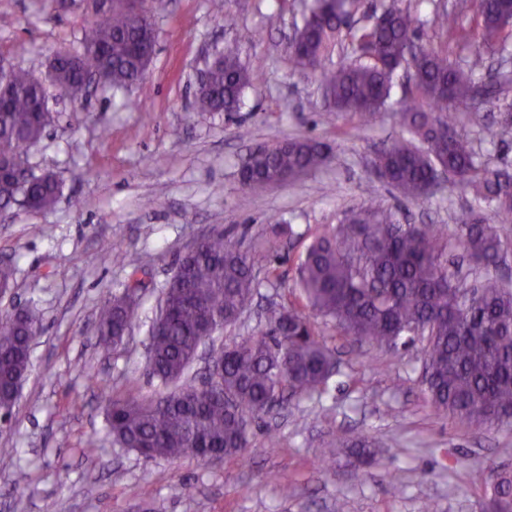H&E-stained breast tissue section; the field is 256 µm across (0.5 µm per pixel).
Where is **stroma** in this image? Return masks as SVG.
<instances>
[{"mask_svg": "<svg viewBox=\"0 0 512 512\" xmlns=\"http://www.w3.org/2000/svg\"><path fill=\"white\" fill-rule=\"evenodd\" d=\"M303 9L304 0H224L235 18L228 28L212 0H153L157 44L145 79L73 99L45 75L53 54L79 47L96 19L92 0H0V57L44 78L54 115L29 164L62 185L51 210H21L0 224V259L17 268L0 312L21 304L42 324L11 425L0 430V448L17 449L31 479L19 494L12 470L0 469V512H336L340 498L346 512H426L431 503L437 512H483L486 498L469 466L512 469V424L477 430L434 412L422 382L423 342L361 349L330 323L319 332L339 369L327 393L292 398L253 422L245 457L215 465L148 459L107 435L108 395L130 386L145 396L161 391L145 369L160 289L202 231L216 228L248 245L274 218L297 233L276 259L281 286H260L241 321L207 342L213 355L264 330L293 292L295 267L319 225L337 223L365 197L404 224L450 225L474 202L449 180L420 203L379 178L377 153L403 134L401 85L371 125L325 122L317 81L288 53ZM218 49L256 66L254 84L238 111H195L198 79ZM292 138L325 143L326 166L258 193L243 189L239 171L250 148ZM117 244L122 265L112 261ZM136 268L148 284L137 320L124 349L103 356L95 347L98 309ZM390 373L400 386L387 381ZM340 433L380 440L377 462L362 466L343 454L323 468ZM90 446L98 454L87 455ZM395 475L403 482L397 497L388 491ZM181 484L189 495L176 494Z\"/></svg>", "mask_w": 512, "mask_h": 512, "instance_id": "stroma-1", "label": "stroma"}]
</instances>
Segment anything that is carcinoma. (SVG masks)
Returning a JSON list of instances; mask_svg holds the SVG:
<instances>
[{
	"label": "carcinoma",
	"mask_w": 512,
	"mask_h": 512,
	"mask_svg": "<svg viewBox=\"0 0 512 512\" xmlns=\"http://www.w3.org/2000/svg\"><path fill=\"white\" fill-rule=\"evenodd\" d=\"M363 0H314L290 48L296 66L318 76L330 110L325 119L345 113L374 120L391 96L393 78L410 66L408 97L399 118L408 137L383 147L375 164L381 178L404 197L423 201L443 170L468 189L482 208L459 214L455 224H400L373 204L349 210L338 224H323L297 265L298 295L279 306L268 331L224 346V375L208 394L188 377L205 326L215 331L236 324L259 287L255 270L266 267L267 279L280 274L272 266L290 224L274 222L268 234L248 249L221 230H207L194 252L183 255L180 274L166 282L161 300L168 315L150 336L149 375L168 389L146 398L134 387L109 398L105 421L113 441L141 455L206 459L213 452L240 456L249 447V428L277 406L285 394L313 395L326 390L333 352L322 342L310 309L357 342L391 349L399 340L425 341L424 383L435 412L470 427L512 422V279L490 273L512 248V236L498 229L512 224V173L488 169L478 161L461 125L495 137L512 130V112H500L499 129H490L483 105L471 104L475 89L484 105L499 100L503 85L476 77L477 61L512 38L502 24L512 0H462L453 11L437 14L435 36L446 44L424 43V34L407 9L382 7L372 24L358 28L347 20ZM472 10L475 25H462ZM156 40L151 18L132 13L125 0L85 29L81 50L61 52L52 81L67 94L74 66L95 67L114 89L141 79L144 60L137 45ZM349 60L340 67L330 60L340 48ZM254 72L238 56L225 52L207 71L195 99L200 112H232ZM0 159L11 172L0 176V220L19 208L51 209L61 185L51 172L36 175L28 152L52 122L40 82L23 69L0 74ZM244 189L259 192L281 176L295 179L320 169L325 146L313 139H291L262 146ZM461 251L478 274L469 285L448 263ZM140 301L127 290L107 297L99 308L98 349L108 354L124 343ZM34 313L8 314L0 321V408L17 400L14 382L30 368L28 340L39 334ZM338 448H369L365 436L336 435ZM16 449L0 448V466L13 469L15 488L29 474L16 467ZM470 482L482 489L492 512H512V470H498L488 483L485 470L471 468Z\"/></svg>",
	"instance_id": "cac0c4a2"
}]
</instances>
